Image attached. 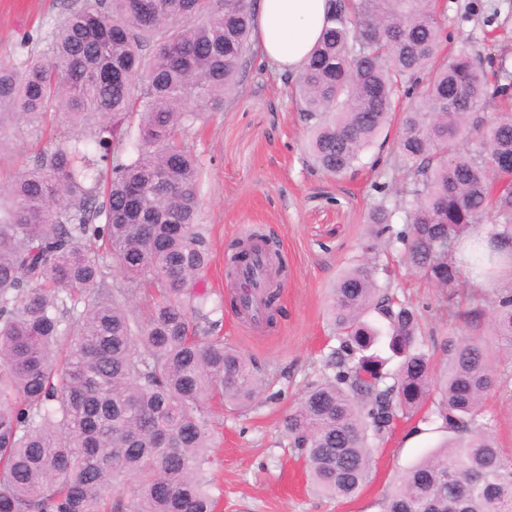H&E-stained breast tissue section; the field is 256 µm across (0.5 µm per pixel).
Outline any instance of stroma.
Segmentation results:
<instances>
[{
  "label": "stroma",
  "instance_id": "stroma-1",
  "mask_svg": "<svg viewBox=\"0 0 512 512\" xmlns=\"http://www.w3.org/2000/svg\"><path fill=\"white\" fill-rule=\"evenodd\" d=\"M439 14L445 48L468 41L486 69L498 62L512 68V0H442ZM65 0H0V62L15 59L28 38L48 29ZM293 75H279L252 61L238 98L210 113L191 147L204 175L200 221L210 228L212 261L205 285L212 300H224L222 333L257 363L263 395L245 412L214 409L211 492L221 512H382L383 497L445 435L432 426L405 423L375 450L370 480L350 500L330 499L307 483L302 457L291 447L285 416L307 387L326 371L334 346L328 323L329 290L338 273L360 254L365 213L376 181L401 189L397 167L398 126L366 154L375 169L335 179L309 166L304 153L307 127L294 100ZM55 134L18 136L0 130V180L31 164L58 144ZM256 225L273 234L286 261L275 327L238 318L225 272L227 244ZM399 298L412 299L428 332L462 336L471 328L463 313L474 293L512 288V272L485 280L463 275L439 288L412 273L400 257L389 260Z\"/></svg>",
  "mask_w": 512,
  "mask_h": 512
}]
</instances>
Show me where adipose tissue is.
Segmentation results:
<instances>
[{
  "mask_svg": "<svg viewBox=\"0 0 512 512\" xmlns=\"http://www.w3.org/2000/svg\"><path fill=\"white\" fill-rule=\"evenodd\" d=\"M329 0H257L253 36L266 67L292 74L319 41Z\"/></svg>",
  "mask_w": 512,
  "mask_h": 512,
  "instance_id": "1",
  "label": "adipose tissue"
}]
</instances>
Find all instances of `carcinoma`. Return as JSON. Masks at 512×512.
<instances>
[{
    "instance_id": "carcinoma-1",
    "label": "carcinoma",
    "mask_w": 512,
    "mask_h": 512,
    "mask_svg": "<svg viewBox=\"0 0 512 512\" xmlns=\"http://www.w3.org/2000/svg\"><path fill=\"white\" fill-rule=\"evenodd\" d=\"M256 0H70L44 46L0 62V127L67 119L58 147L0 186V512H215L208 469L213 406L250 407L256 364L219 333L199 224L203 168L188 137L235 96L252 57ZM434 0H332L298 75L312 165L356 173L401 112L404 192L376 183L363 255L331 291L330 373L284 419L322 494L354 497L397 423L455 435L409 468L384 512H512V453L482 398L512 376V289L465 312L476 336L436 343L419 310L391 293L382 263L401 254L453 286L459 241L479 226L512 257V110L486 112L469 44L440 54ZM402 225H394V217ZM269 255L264 319L274 324L285 268L259 230L231 244L240 279ZM117 269L120 276L112 275ZM446 361L433 367L435 351ZM397 361L396 369L388 363Z\"/></svg>"
}]
</instances>
